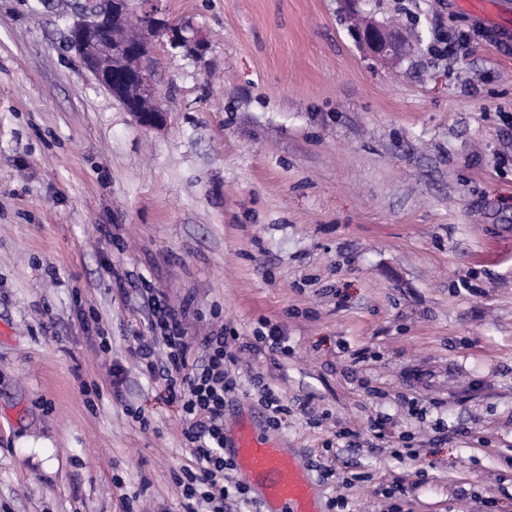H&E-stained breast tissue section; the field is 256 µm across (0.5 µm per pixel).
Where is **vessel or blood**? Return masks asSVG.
<instances>
[{
  "mask_svg": "<svg viewBox=\"0 0 512 512\" xmlns=\"http://www.w3.org/2000/svg\"><path fill=\"white\" fill-rule=\"evenodd\" d=\"M226 453L259 490L264 512H320L304 467L251 422H238Z\"/></svg>",
  "mask_w": 512,
  "mask_h": 512,
  "instance_id": "b4317fda",
  "label": "vessel or blood"
}]
</instances>
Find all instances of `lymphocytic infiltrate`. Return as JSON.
Listing matches in <instances>:
<instances>
[{
  "instance_id": "lymphocytic-infiltrate-1",
  "label": "lymphocytic infiltrate",
  "mask_w": 512,
  "mask_h": 512,
  "mask_svg": "<svg viewBox=\"0 0 512 512\" xmlns=\"http://www.w3.org/2000/svg\"><path fill=\"white\" fill-rule=\"evenodd\" d=\"M184 311L164 302L154 307L153 330L166 349V382L169 388L186 387L182 404L187 426L184 437L191 446L193 464L176 482L188 504H222L229 494L247 500L248 489L230 484L233 464L224 455V397L236 388L229 368L237 361L226 336L203 337L200 354L190 357L183 323Z\"/></svg>"
}]
</instances>
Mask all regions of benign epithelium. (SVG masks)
I'll list each match as a JSON object with an SVG mask.
<instances>
[{
  "instance_id": "7a95c632",
  "label": "benign epithelium",
  "mask_w": 512,
  "mask_h": 512,
  "mask_svg": "<svg viewBox=\"0 0 512 512\" xmlns=\"http://www.w3.org/2000/svg\"><path fill=\"white\" fill-rule=\"evenodd\" d=\"M158 2L140 0V30L161 32L166 35V45L170 48L196 59L203 58L208 49L205 37L185 23L158 17ZM130 11L131 0H87L78 8L68 29L67 47L79 57L96 84L119 101L140 124L157 128L164 124L167 109L150 70L144 67L132 73L124 61V56L132 52L149 60L154 54L153 44L138 39L109 48L100 44L103 31L126 26ZM356 38L361 49L382 63L397 62L405 51L402 37L373 19L357 26Z\"/></svg>"
}]
</instances>
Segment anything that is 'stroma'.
I'll use <instances>...</instances> for the list:
<instances>
[{
  "instance_id": "35a3bbf8",
  "label": "stroma",
  "mask_w": 512,
  "mask_h": 512,
  "mask_svg": "<svg viewBox=\"0 0 512 512\" xmlns=\"http://www.w3.org/2000/svg\"><path fill=\"white\" fill-rule=\"evenodd\" d=\"M74 6L0 0V512H186L182 403L138 358L157 299L195 343L278 327L224 426L322 512H512V0H360L419 38L389 66L343 0H163L208 50L157 48L155 129L66 49Z\"/></svg>"
}]
</instances>
